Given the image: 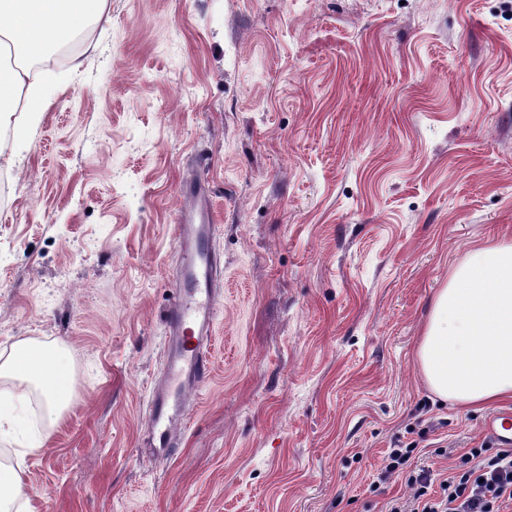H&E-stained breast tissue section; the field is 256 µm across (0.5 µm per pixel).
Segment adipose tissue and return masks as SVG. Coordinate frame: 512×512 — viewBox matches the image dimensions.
<instances>
[{"label": "adipose tissue", "mask_w": 512, "mask_h": 512, "mask_svg": "<svg viewBox=\"0 0 512 512\" xmlns=\"http://www.w3.org/2000/svg\"><path fill=\"white\" fill-rule=\"evenodd\" d=\"M105 0H0V52L15 54L20 64L0 74V153L8 131L31 125L40 112L43 82L31 81L25 61L44 55L52 44L67 42L89 19L100 17ZM418 370L444 402L481 406L512 396V241L475 243L455 266L432 304L416 349ZM0 425L8 438L42 447L31 438L18 412L33 386L45 401L43 427L59 422L75 385L67 354L52 344L17 342L0 355Z\"/></svg>", "instance_id": "obj_1"}]
</instances>
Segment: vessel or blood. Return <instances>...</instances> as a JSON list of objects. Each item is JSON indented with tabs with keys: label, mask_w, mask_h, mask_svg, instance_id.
Masks as SVG:
<instances>
[{
	"label": "vessel or blood",
	"mask_w": 512,
	"mask_h": 512,
	"mask_svg": "<svg viewBox=\"0 0 512 512\" xmlns=\"http://www.w3.org/2000/svg\"><path fill=\"white\" fill-rule=\"evenodd\" d=\"M176 226L179 273L165 312L168 330L167 372L171 394L154 393L151 406L152 445L175 447L187 417L188 386L205 382L211 372V325L219 302L218 260L211 248L214 234L210 194L206 185L183 182ZM484 429L500 447H512V410L491 414Z\"/></svg>",
	"instance_id": "obj_1"
}]
</instances>
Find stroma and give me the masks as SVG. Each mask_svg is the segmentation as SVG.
<instances>
[{"mask_svg": "<svg viewBox=\"0 0 512 512\" xmlns=\"http://www.w3.org/2000/svg\"><path fill=\"white\" fill-rule=\"evenodd\" d=\"M76 53L0 156V352L56 343L76 376L42 448L0 441L29 512H386L411 441L456 474L490 410L441 403L414 351L473 243L512 241V0H106ZM193 177L220 307L162 454ZM414 442H410L401 448H392L386 457L385 472L392 475L402 471L409 463L412 454L417 449Z\"/></svg>", "mask_w": 512, "mask_h": 512, "instance_id": "1", "label": "stroma"}]
</instances>
